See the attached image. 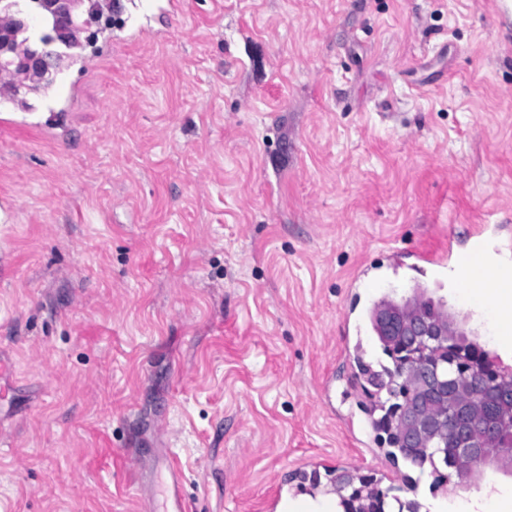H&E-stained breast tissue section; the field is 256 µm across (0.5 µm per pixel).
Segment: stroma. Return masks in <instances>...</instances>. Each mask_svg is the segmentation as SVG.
I'll return each mask as SVG.
<instances>
[{"label": "stroma", "instance_id": "35a3bbf8", "mask_svg": "<svg viewBox=\"0 0 512 512\" xmlns=\"http://www.w3.org/2000/svg\"><path fill=\"white\" fill-rule=\"evenodd\" d=\"M53 97L0 109V512H269L357 468L422 512L499 495L392 465L355 380L416 253L512 246L498 0H96Z\"/></svg>", "mask_w": 512, "mask_h": 512}]
</instances>
